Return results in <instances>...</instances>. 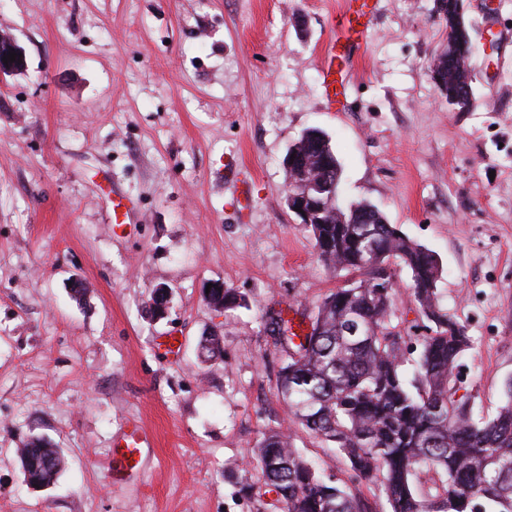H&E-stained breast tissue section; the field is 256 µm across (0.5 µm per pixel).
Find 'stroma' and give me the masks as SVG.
I'll use <instances>...</instances> for the list:
<instances>
[{
	"instance_id": "1",
	"label": "stroma",
	"mask_w": 512,
	"mask_h": 512,
	"mask_svg": "<svg viewBox=\"0 0 512 512\" xmlns=\"http://www.w3.org/2000/svg\"><path fill=\"white\" fill-rule=\"evenodd\" d=\"M344 2L0 0V36L23 53L0 79V512H279L252 467L289 422L260 318L311 314L351 278L286 205L283 159L313 127L341 163L342 203L375 205L438 258L473 339L459 391L496 414L512 377V0H465V112L431 79L448 42L434 0H381L359 50L337 45L328 104L321 56ZM241 167L245 219L227 182ZM215 282L247 307L213 308ZM159 285L171 295L154 321ZM206 332L223 350L210 361ZM130 420L151 446L114 484ZM34 436L66 461L41 490L15 454Z\"/></svg>"
}]
</instances>
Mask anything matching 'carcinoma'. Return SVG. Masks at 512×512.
<instances>
[{"mask_svg": "<svg viewBox=\"0 0 512 512\" xmlns=\"http://www.w3.org/2000/svg\"><path fill=\"white\" fill-rule=\"evenodd\" d=\"M439 17L448 28L446 50L456 53L441 93L466 110L470 27L459 0H442ZM318 176L328 184L314 196L322 217L345 215L343 224L310 225L318 259L335 275L357 272L360 279L321 299L307 323L280 311L264 314L260 325L280 350L277 390L293 422L335 450L349 476L325 474L275 427L257 445L259 481L280 512H371L366 491L384 498L390 512H512V379L497 414L475 418L471 397L456 387L471 336L442 301L437 258L375 206L340 205L341 168ZM393 259L410 274L411 301L425 328L414 337L412 360L393 325ZM199 344L208 359L220 353L215 334ZM16 455L29 487L49 485L63 471L58 450L33 439Z\"/></svg>", "mask_w": 512, "mask_h": 512, "instance_id": "cac0c4a2", "label": "carcinoma"}]
</instances>
